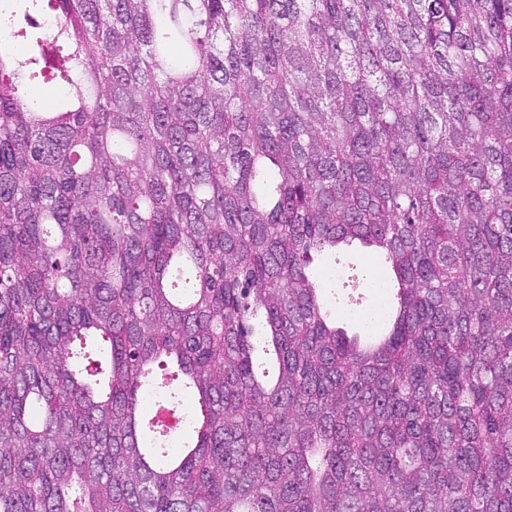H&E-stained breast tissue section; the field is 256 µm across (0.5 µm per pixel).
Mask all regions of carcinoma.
<instances>
[{"instance_id":"carcinoma-1","label":"carcinoma","mask_w":512,"mask_h":512,"mask_svg":"<svg viewBox=\"0 0 512 512\" xmlns=\"http://www.w3.org/2000/svg\"><path fill=\"white\" fill-rule=\"evenodd\" d=\"M52 2L0 51V512H512V0ZM354 242L369 349L310 269ZM54 83L39 82L36 84L27 83L22 92L28 96H33L38 99L46 109H54L57 105V96L54 89Z\"/></svg>"}]
</instances>
